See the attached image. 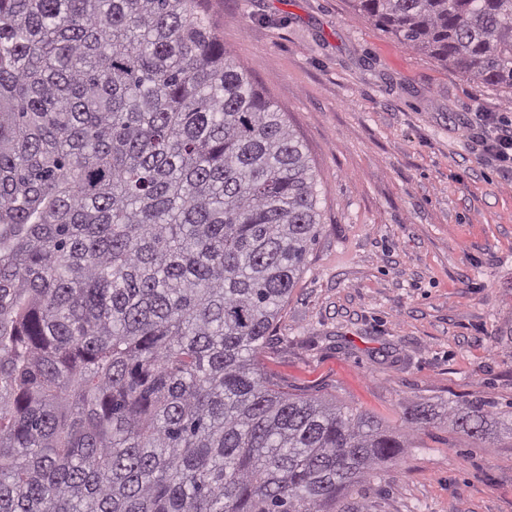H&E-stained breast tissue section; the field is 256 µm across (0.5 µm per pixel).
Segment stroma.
I'll list each match as a JSON object with an SVG mask.
<instances>
[{"label": "stroma", "instance_id": "1", "mask_svg": "<svg viewBox=\"0 0 512 512\" xmlns=\"http://www.w3.org/2000/svg\"><path fill=\"white\" fill-rule=\"evenodd\" d=\"M234 61L317 174L320 235L258 360L304 396L400 427L434 420L349 500L376 512H512V424L476 440L449 405L512 413V179L469 129L512 93L413 52L350 0H204Z\"/></svg>", "mask_w": 512, "mask_h": 512}]
</instances>
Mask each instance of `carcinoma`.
I'll use <instances>...</instances> for the list:
<instances>
[{"label":"carcinoma","instance_id":"carcinoma-1","mask_svg":"<svg viewBox=\"0 0 512 512\" xmlns=\"http://www.w3.org/2000/svg\"><path fill=\"white\" fill-rule=\"evenodd\" d=\"M199 2L0 0V512H371L409 448L258 367L317 180ZM353 7L512 91V0Z\"/></svg>","mask_w":512,"mask_h":512}]
</instances>
